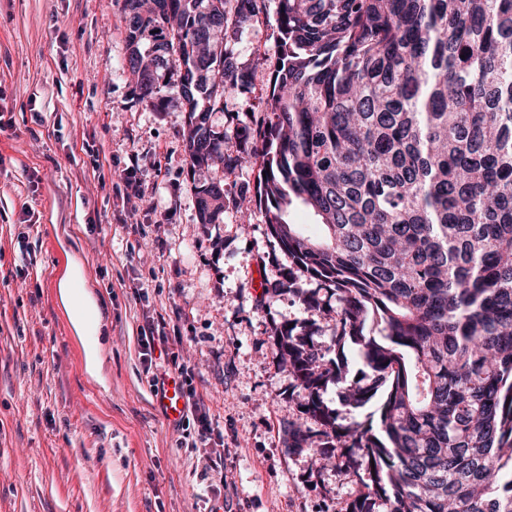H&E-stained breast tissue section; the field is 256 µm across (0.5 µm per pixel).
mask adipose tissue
<instances>
[{
	"instance_id": "obj_1",
	"label": "adipose tissue",
	"mask_w": 512,
	"mask_h": 512,
	"mask_svg": "<svg viewBox=\"0 0 512 512\" xmlns=\"http://www.w3.org/2000/svg\"><path fill=\"white\" fill-rule=\"evenodd\" d=\"M56 298L82 352L85 371L98 375L101 363L100 308L90 290L85 267L77 256H69L56 282Z\"/></svg>"
}]
</instances>
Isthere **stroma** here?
<instances>
[{
  "instance_id": "obj_1",
  "label": "stroma",
  "mask_w": 512,
  "mask_h": 512,
  "mask_svg": "<svg viewBox=\"0 0 512 512\" xmlns=\"http://www.w3.org/2000/svg\"><path fill=\"white\" fill-rule=\"evenodd\" d=\"M275 18L227 45L259 76ZM125 36L123 0H0V512H208L197 475L218 453L223 512H344L355 477L286 451L300 413L273 335L310 313L266 287L292 259L261 211L198 223L186 114L137 101ZM211 119L256 133L264 106L229 88ZM69 252L100 303L96 378L54 296ZM158 315L220 448L179 447L150 390L139 328Z\"/></svg>"
}]
</instances>
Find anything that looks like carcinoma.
<instances>
[{
	"instance_id": "carcinoma-1",
	"label": "carcinoma",
	"mask_w": 512,
	"mask_h": 512,
	"mask_svg": "<svg viewBox=\"0 0 512 512\" xmlns=\"http://www.w3.org/2000/svg\"><path fill=\"white\" fill-rule=\"evenodd\" d=\"M275 2L268 126L211 115L256 75L226 35ZM137 100L188 117L191 173L253 159V193L292 267L270 284L313 318L275 331L299 408L288 453L362 486L345 512H512V0H123ZM224 223L223 179L195 185ZM319 218L303 235L283 215ZM328 297L293 287L294 272ZM336 335L320 347L317 318ZM336 389L338 407L324 395ZM377 404L365 422L346 414Z\"/></svg>"
}]
</instances>
